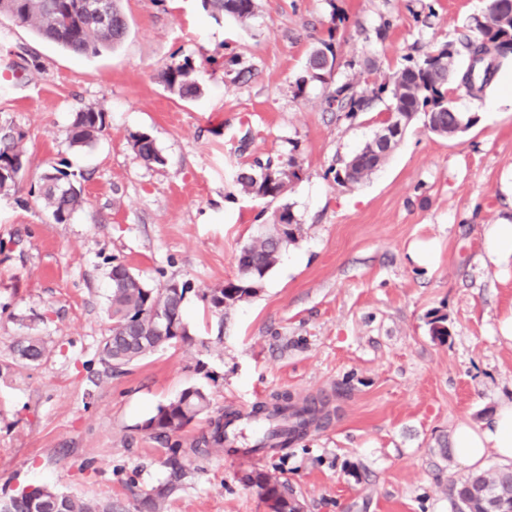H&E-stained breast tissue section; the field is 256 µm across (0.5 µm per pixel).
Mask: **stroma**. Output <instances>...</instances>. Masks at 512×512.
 Instances as JSON below:
<instances>
[{
	"mask_svg": "<svg viewBox=\"0 0 512 512\" xmlns=\"http://www.w3.org/2000/svg\"><path fill=\"white\" fill-rule=\"evenodd\" d=\"M257 4L242 22L209 0H121L124 42L82 59L0 16V60L38 58L0 89V124L24 133L28 158L0 193V500L48 486L135 512L136 497L171 479L162 512H273L250 482L265 472L302 512H457L448 484L469 469L450 435L512 399V343L495 334L512 314V276L484 262L482 238L484 225L512 222V60L482 97L451 88L469 129L441 138L414 120L356 184L336 171L373 139L386 102L348 119L320 83L296 82L330 36L334 82L368 58L382 80L456 39L489 0ZM186 59L203 88L193 101L162 79ZM90 106L105 110L106 130L71 147L75 114ZM138 132L163 164L139 158ZM257 160L295 161L280 200L241 191L238 174ZM52 165L84 188L63 224L30 194ZM285 205L301 229L258 294L211 308L204 293L236 276L240 248ZM419 241L435 244L429 265L408 257ZM118 263L152 287L186 286L191 339L109 374L99 343ZM27 335L47 346L38 363L14 352ZM189 387L211 408L172 448L144 424ZM284 392L326 396L327 423L261 458L195 453L209 418Z\"/></svg>",
	"mask_w": 512,
	"mask_h": 512,
	"instance_id": "1",
	"label": "stroma"
}]
</instances>
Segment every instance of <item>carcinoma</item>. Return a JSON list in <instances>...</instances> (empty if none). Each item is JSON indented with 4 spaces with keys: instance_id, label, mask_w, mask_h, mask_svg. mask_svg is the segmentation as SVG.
<instances>
[{
    "instance_id": "cac0c4a2",
    "label": "carcinoma",
    "mask_w": 512,
    "mask_h": 512,
    "mask_svg": "<svg viewBox=\"0 0 512 512\" xmlns=\"http://www.w3.org/2000/svg\"><path fill=\"white\" fill-rule=\"evenodd\" d=\"M218 11L230 14L241 21L254 15V0H210ZM77 0H0V15L11 18L18 27H30L42 39L53 43L77 57H95L102 51L121 43L128 33V21L120 0H109L110 23L103 27L91 18L80 14ZM512 0H490L485 22L471 18L466 30L454 41L433 45L423 59L390 73L379 83L360 87V82L349 79L330 86V79L337 64L335 43L322 41L310 54L307 73L312 81L325 85V101L336 111L350 116L368 111L372 105L388 98V110L415 112L423 116L426 128L441 126L469 127L472 118L456 110L448 98V84L452 81L463 86L476 87L482 95L490 85V78H473L472 69L464 64L481 50L496 57L497 63L509 58L512 51ZM194 71L189 60L172 63L163 72L167 89L181 99L192 100L199 96V84L191 78ZM106 129V112L102 108L88 107L78 113L69 130L70 145L84 148L93 145ZM24 134L11 127H0V192L14 187L21 177L16 175L15 161L26 157L23 147ZM133 147L148 164H161L163 158L154 139L146 132L132 136ZM386 157L372 154L367 149L342 162L336 176L346 183H359L373 173ZM299 178L296 164L288 167L274 166L262 181L256 182L247 173L237 177L241 190L256 198L274 201L287 189L290 182ZM40 199L58 224L67 222L84 203L80 183L58 167L46 170L38 188ZM280 221L293 225L284 235L269 234L254 239L243 247L237 259V275L223 285L210 290L211 306L230 308L248 293V288L261 284L275 265L280 252L295 241L300 224L290 210H284ZM125 269L118 263L112 266L111 280L115 282L110 298L111 325L99 345L101 361L110 370L119 369L146 354L178 341L190 339L184 322L182 304L186 288L180 290L140 288L117 280ZM166 308L167 317L176 320L181 335L162 336L152 331L154 305ZM19 357L29 363L41 361L46 348L33 336H21L16 342ZM210 404L205 392L188 388L180 396L157 408L145 423V428L159 438L184 430L195 417ZM257 413H269L283 420L273 444L286 448L300 438L307 429L324 417V408L313 401L298 404L288 395L276 397L273 402L255 408ZM238 418L233 413L212 423L210 432L201 439L197 453H207L209 448H222L226 444V428ZM172 487L161 483L152 492L140 497L136 512H161L162 504ZM267 494L273 502L274 512H286L288 502L294 499L285 481H273ZM450 495L458 504L459 512H501L512 509V469H501L493 475L477 474L462 480H453ZM0 512H112V505H99L75 499L50 487H35L0 503Z\"/></svg>"
}]
</instances>
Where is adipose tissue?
I'll return each mask as SVG.
<instances>
[{"label":"adipose tissue","mask_w":512,"mask_h":512,"mask_svg":"<svg viewBox=\"0 0 512 512\" xmlns=\"http://www.w3.org/2000/svg\"><path fill=\"white\" fill-rule=\"evenodd\" d=\"M450 448L467 467H479L491 453L502 463L512 464V401H501L481 424L459 423L451 435Z\"/></svg>","instance_id":"ef3b65f1"}]
</instances>
